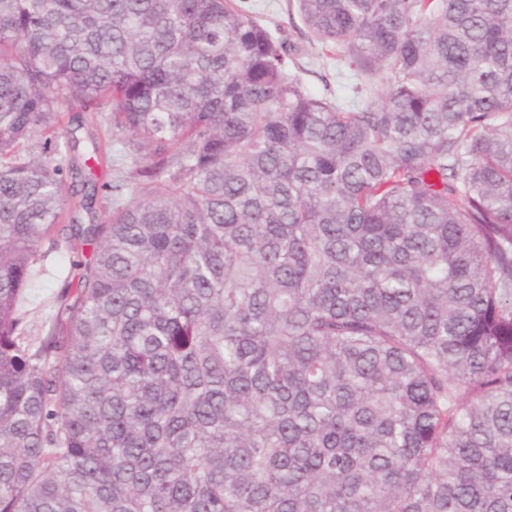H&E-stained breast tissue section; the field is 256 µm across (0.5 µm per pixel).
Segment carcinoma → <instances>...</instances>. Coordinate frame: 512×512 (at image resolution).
I'll list each match as a JSON object with an SVG mask.
<instances>
[{
    "instance_id": "obj_1",
    "label": "carcinoma",
    "mask_w": 512,
    "mask_h": 512,
    "mask_svg": "<svg viewBox=\"0 0 512 512\" xmlns=\"http://www.w3.org/2000/svg\"><path fill=\"white\" fill-rule=\"evenodd\" d=\"M293 2L356 104L236 0H0V512H512V0ZM313 52L311 56L302 57L300 63L304 69H296L305 87L312 93L318 95H332L341 100L354 98L352 86L354 81L349 76V69L345 62L339 61V67L345 75H337L336 72V51L332 54L333 60L318 56ZM74 136L80 140L79 149L77 154L79 153L80 162L83 163L85 158L89 157L91 151V141L92 139H96L101 148L102 152L105 153L107 150L110 156V161L107 162L105 158L102 159V162L97 163L93 158L86 162V165L91 168V177L96 182L98 187V193L95 198V208L102 209V206L106 204V200L112 197V186L113 182L116 179L115 167L112 163V155L115 154L117 146H112V144L108 141L109 139V131H107L102 123H86L83 128L78 129ZM34 265L35 283L21 304L31 339L38 341L52 323L59 310L58 292L64 281L72 280L75 271L71 254L63 239L57 246L45 241L38 249Z\"/></svg>"
}]
</instances>
